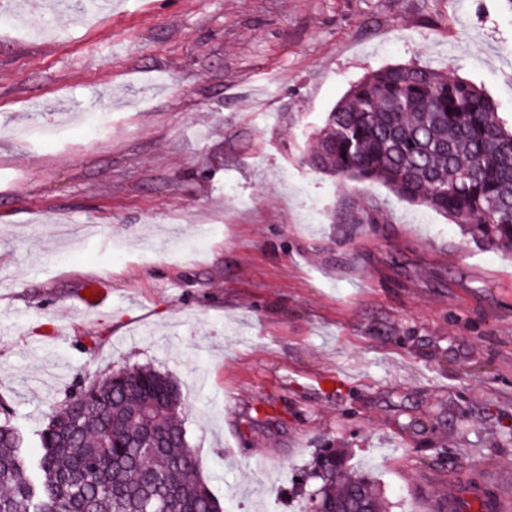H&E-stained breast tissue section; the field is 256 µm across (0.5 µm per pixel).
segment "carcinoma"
I'll list each match as a JSON object with an SVG mask.
<instances>
[{"mask_svg":"<svg viewBox=\"0 0 512 512\" xmlns=\"http://www.w3.org/2000/svg\"><path fill=\"white\" fill-rule=\"evenodd\" d=\"M331 175L380 182L440 212L489 247L512 245V127L476 85L391 65L354 84L326 113L305 156ZM187 397L168 374L130 366L86 374L56 406L33 463L0 398V512H221L183 425ZM272 418L252 408L251 428ZM345 452L318 450L303 470L321 512L388 504L373 476L342 471Z\"/></svg>","mask_w":512,"mask_h":512,"instance_id":"1","label":"carcinoma"}]
</instances>
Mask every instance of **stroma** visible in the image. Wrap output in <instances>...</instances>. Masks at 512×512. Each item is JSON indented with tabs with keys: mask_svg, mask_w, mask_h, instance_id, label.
<instances>
[{
	"mask_svg": "<svg viewBox=\"0 0 512 512\" xmlns=\"http://www.w3.org/2000/svg\"><path fill=\"white\" fill-rule=\"evenodd\" d=\"M0 7V397L27 455L87 374L190 398L226 512H298L318 448L388 512L512 505V252L389 188L310 169L326 112L412 64L512 115L506 0H116ZM52 127L54 144L9 131ZM92 297H85V290ZM268 403L275 423L251 429Z\"/></svg>",
	"mask_w": 512,
	"mask_h": 512,
	"instance_id": "1",
	"label": "stroma"
}]
</instances>
